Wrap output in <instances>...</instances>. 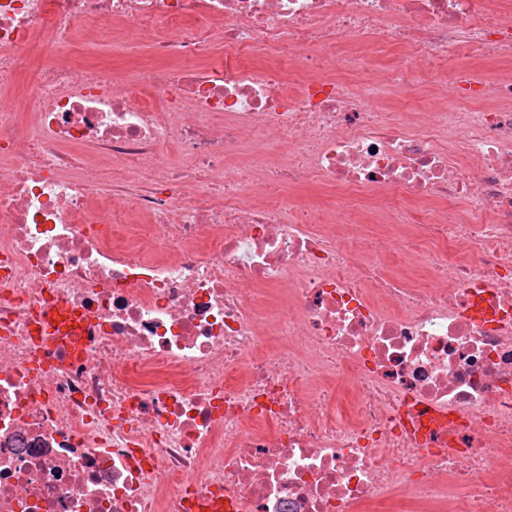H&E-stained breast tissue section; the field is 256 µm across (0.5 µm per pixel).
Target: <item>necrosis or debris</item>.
I'll return each mask as SVG.
<instances>
[{
  "instance_id": "obj_1",
  "label": "necrosis or debris",
  "mask_w": 512,
  "mask_h": 512,
  "mask_svg": "<svg viewBox=\"0 0 512 512\" xmlns=\"http://www.w3.org/2000/svg\"><path fill=\"white\" fill-rule=\"evenodd\" d=\"M380 46L427 110L364 79ZM52 301L97 326L76 358L33 333ZM216 488L512 512L499 0H0V512Z\"/></svg>"
}]
</instances>
